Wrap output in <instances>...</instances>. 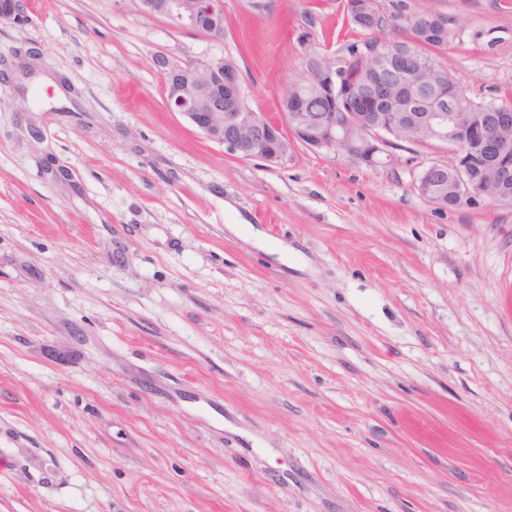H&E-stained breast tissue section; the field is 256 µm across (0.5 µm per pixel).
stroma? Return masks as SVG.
Here are the masks:
<instances>
[{
  "mask_svg": "<svg viewBox=\"0 0 512 512\" xmlns=\"http://www.w3.org/2000/svg\"><path fill=\"white\" fill-rule=\"evenodd\" d=\"M344 4L224 0L220 41L139 0L0 20V512H512V205L420 196L438 143L240 158L153 65L232 57L275 116L305 43L365 41ZM377 5L512 90V0Z\"/></svg>",
  "mask_w": 512,
  "mask_h": 512,
  "instance_id": "35a3bbf8",
  "label": "stroma"
}]
</instances>
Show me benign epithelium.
Instances as JSON below:
<instances>
[{"mask_svg": "<svg viewBox=\"0 0 512 512\" xmlns=\"http://www.w3.org/2000/svg\"><path fill=\"white\" fill-rule=\"evenodd\" d=\"M143 12L160 16L181 30H190L209 38L223 39L222 0H215L209 13H204L200 0H140ZM27 0H0V19L12 20L24 15ZM351 18L378 12L376 0H346ZM163 80L166 103L170 111L184 116L200 133L224 144L227 150L247 159H261L270 164L283 160L298 144L333 158L343 157L365 167L376 169L392 160L389 148L395 145L390 128L397 139L413 145L433 142L448 145L452 162H435L425 167L416 181L419 194L440 208L448 202L438 197L439 184L447 181L459 203L481 199L490 203L512 204L506 194L512 183V113L429 112L417 122H401L378 111L380 99L361 88L362 68L351 60L338 73L328 64L311 78L336 98V84L347 85L353 94L348 112H328L318 126L300 121L298 110L306 98L302 88L291 85L283 97L291 101L292 111L280 112L273 118L256 112L245 102L241 71L231 59H198L187 64L172 61L160 53L153 60ZM423 67L413 64L406 72L402 87L412 95L422 88ZM487 154L483 179L472 177L465 160L472 150Z\"/></svg>", "mask_w": 512, "mask_h": 512, "instance_id": "obj_1", "label": "benign epithelium"}]
</instances>
